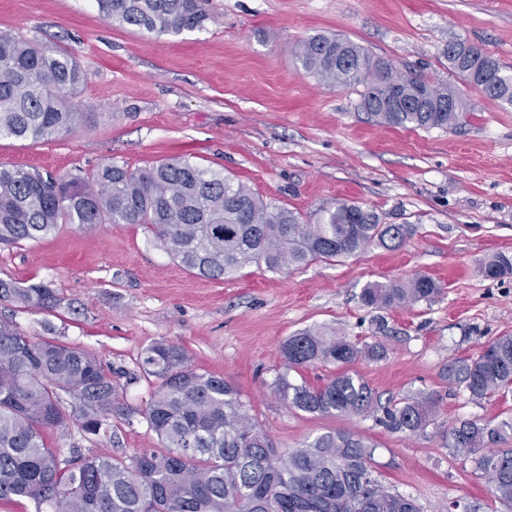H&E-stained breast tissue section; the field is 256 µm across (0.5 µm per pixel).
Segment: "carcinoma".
I'll return each mask as SVG.
<instances>
[{"label":"carcinoma","mask_w":512,"mask_h":512,"mask_svg":"<svg viewBox=\"0 0 512 512\" xmlns=\"http://www.w3.org/2000/svg\"><path fill=\"white\" fill-rule=\"evenodd\" d=\"M100 12L122 25L178 36L204 27L208 0H96ZM446 55L448 69L469 75L485 95L512 104V67L464 40ZM303 71L331 85L363 84V109L391 127L456 129L469 106L457 89L405 74L363 46L335 34H314L298 46ZM88 74L65 49L46 50L0 31V139L32 144L71 132L82 120L73 99ZM60 224H143L184 268L221 281L248 265L277 271L285 265L350 257L377 244L395 248L411 224H381L359 205L338 202L315 223L265 202L246 184L204 168L188 156L130 170L116 162L90 175L42 174L0 167V243L37 241ZM490 279L512 275V253L498 252L480 267ZM441 291L431 276L370 283L364 306L403 307ZM0 301L51 309L55 292L0 279ZM288 368L350 364L379 355L321 330L306 329L282 346ZM143 367L158 379L144 408L122 401L93 352L34 340L0 319V499H30L51 512H420L415 501L386 489L370 466L374 447L353 434L329 431L300 448L278 450L249 414L236 387L187 364L178 345L147 348ZM448 376L475 399L512 389V335L497 336ZM278 389L288 407L313 416L364 415L374 395L360 378L341 373L314 387L284 377ZM74 400L82 429L109 432L110 420L142 418L162 450L129 461L104 457L62 459L44 433L66 424L61 394ZM434 402L416 398L387 407L381 419L393 431L427 426ZM512 432L462 421L448 429V447L474 458L491 493L512 505V448H492Z\"/></svg>","instance_id":"cac0c4a2"}]
</instances>
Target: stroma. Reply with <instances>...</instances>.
Instances as JSON below:
<instances>
[{"instance_id": "stroma-1", "label": "stroma", "mask_w": 512, "mask_h": 512, "mask_svg": "<svg viewBox=\"0 0 512 512\" xmlns=\"http://www.w3.org/2000/svg\"><path fill=\"white\" fill-rule=\"evenodd\" d=\"M203 30L157 35L106 20L95 0H0V31L68 50L89 79L74 103L92 118L52 141L0 140V166L64 175L115 161L138 170L187 154L224 171L264 201L313 216L345 200L381 223L413 225L396 249L371 246L279 272L251 265L213 281L173 260L133 224H69L37 242L0 244V279L43 284L49 310L0 303V317L33 339L89 350L125 402L142 408L158 381L140 364L152 344L181 346L190 365L224 377L279 449L328 431L374 445V476L421 512H512L469 457L448 446L462 420L512 417V392L473 400L449 380L456 359L512 334V275L489 279L481 263L512 253V105L448 69L458 37L512 66V0H209ZM344 36L404 72L455 85L471 110L458 130L387 127L360 108L363 85L331 86L304 74L296 51L316 34ZM434 277L441 293L402 308L360 301L371 282ZM321 328L376 359L290 370L282 343ZM362 378L379 406L428 396L423 430L393 432L376 415L312 416L289 408V382ZM65 427L48 431L62 457L130 459L156 448L141 419H113L108 436L84 432L71 398Z\"/></svg>"}]
</instances>
